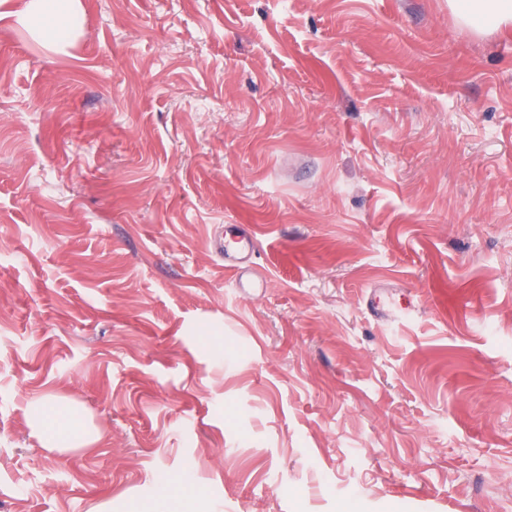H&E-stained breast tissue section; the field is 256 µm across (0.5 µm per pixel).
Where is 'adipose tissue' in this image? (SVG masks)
<instances>
[{
	"label": "adipose tissue",
	"mask_w": 512,
	"mask_h": 512,
	"mask_svg": "<svg viewBox=\"0 0 512 512\" xmlns=\"http://www.w3.org/2000/svg\"><path fill=\"white\" fill-rule=\"evenodd\" d=\"M448 3L457 19L475 31L512 26V0H448ZM16 17L30 22L41 37L58 45L71 37L83 12L80 0H25ZM33 417L38 435L52 447H86L93 441L91 432L78 416H71L63 423L37 408Z\"/></svg>",
	"instance_id": "adipose-tissue-1"
}]
</instances>
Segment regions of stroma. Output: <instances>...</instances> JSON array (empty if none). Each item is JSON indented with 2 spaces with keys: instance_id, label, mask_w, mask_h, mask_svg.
Here are the masks:
<instances>
[{
  "instance_id": "obj_1",
  "label": "stroma",
  "mask_w": 512,
  "mask_h": 512,
  "mask_svg": "<svg viewBox=\"0 0 512 512\" xmlns=\"http://www.w3.org/2000/svg\"><path fill=\"white\" fill-rule=\"evenodd\" d=\"M0 6V512H512V30L448 0ZM254 225L238 295L213 247ZM415 304L376 320L371 287ZM96 434L51 449L31 407ZM15 16L30 22L51 45H58L71 37L83 12L80 0H26ZM190 472H185L183 476L176 479L164 478L157 483L156 496L162 503L168 500L177 499L182 496L185 487L190 483Z\"/></svg>"
}]
</instances>
